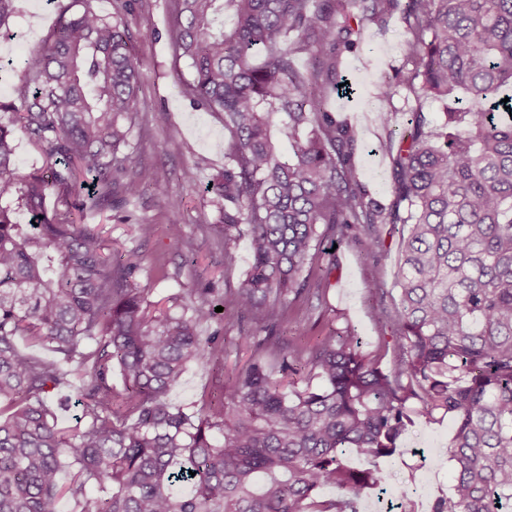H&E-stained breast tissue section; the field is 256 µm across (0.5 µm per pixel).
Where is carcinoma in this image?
<instances>
[{
	"mask_svg": "<svg viewBox=\"0 0 512 512\" xmlns=\"http://www.w3.org/2000/svg\"><path fill=\"white\" fill-rule=\"evenodd\" d=\"M133 2L104 16L76 0L21 62L17 102L0 103V512H56L62 498L73 512H360L387 479L376 461L418 416L454 422L453 491L432 512H512V0H174L171 38L192 69L184 92L223 113L230 137L209 179L224 263L242 238L250 263L220 301L192 288L167 307L137 288V263H113L112 241L80 223L144 186L181 207L148 169L118 183L140 89L122 21ZM395 10L408 68L376 97L407 85L445 112L434 131L418 105L395 133L385 207L350 161L356 135L324 105L340 49ZM308 47L317 63L301 73L294 55ZM22 136L41 168L17 166ZM388 224L396 314L381 302L375 313L391 319L395 368L349 330L307 356L276 348L289 297L310 291L315 244L382 248ZM246 315L266 336L242 341L273 359L254 358L190 411L173 405L184 370L224 352L200 326ZM73 373L82 416L70 427L48 394ZM347 450L372 467H349ZM329 486L339 498L322 499Z\"/></svg>",
	"mask_w": 512,
	"mask_h": 512,
	"instance_id": "1",
	"label": "carcinoma"
}]
</instances>
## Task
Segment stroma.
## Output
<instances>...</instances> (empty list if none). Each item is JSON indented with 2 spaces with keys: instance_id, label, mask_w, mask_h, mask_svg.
Returning a JSON list of instances; mask_svg holds the SVG:
<instances>
[{
  "instance_id": "obj_1",
  "label": "stroma",
  "mask_w": 512,
  "mask_h": 512,
  "mask_svg": "<svg viewBox=\"0 0 512 512\" xmlns=\"http://www.w3.org/2000/svg\"><path fill=\"white\" fill-rule=\"evenodd\" d=\"M17 13L8 32L0 34V102L16 97L24 79L21 59L46 41L61 17L76 12L74 0H15ZM125 21L134 33L135 53L142 63L138 110L132 113V160L126 165L127 177L142 168L156 172L171 197L181 200L183 209L171 216L162 200L144 191L130 205L139 219L150 222L153 231L142 235L136 224L117 223L113 211L89 213L85 223L101 225L112 239V258L123 262L135 258L140 269L135 282L148 300L163 301L181 295L198 283H207L216 292L235 288L243 281L250 255L247 241H240L233 265H225L221 237L212 225L215 209L203 191V183L184 180L183 171L197 157H208L214 167L224 165L228 138L222 113L197 105L184 92L189 77L186 60L177 57L170 36L172 0H137ZM153 27L157 40H139L144 27ZM408 36L400 19H392L386 29L370 25L363 29L358 44L340 52L342 68L357 90L354 99L333 97L327 105L336 118L351 127L358 149L351 161L373 197L388 201L393 184V165L384 152L385 132L377 120L374 98L380 82L394 80L402 67L403 44ZM183 226V241L169 240L166 226L171 220ZM397 236L386 239L380 251L367 250L362 242L350 240L337 246L334 254L314 250L310 267L314 276H329L330 284L322 299L297 300L286 322L280 326L282 345L310 350L336 330L350 328L362 340L363 349L377 357L383 370L394 367L385 343L391 336L389 325L373 314L375 296L368 285L379 278L383 290H391L398 262ZM250 319L241 324L212 322L202 326L203 335L224 338V352L205 367H191L171 389L172 403L187 406L202 394L216 395L221 381L233 370L246 366L254 351L238 344L240 331L255 330ZM451 420L431 422L418 418L404 437L399 454L380 460L388 474L386 493L368 491L361 512H394L395 491L415 490L414 512H431L437 499L450 495L453 463L448 443L453 433Z\"/></svg>"
}]
</instances>
